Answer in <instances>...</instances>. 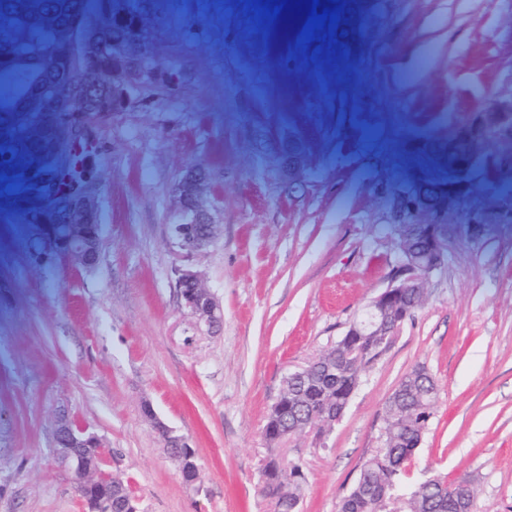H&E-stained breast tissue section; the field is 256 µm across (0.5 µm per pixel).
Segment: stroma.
Returning <instances> with one entry per match:
<instances>
[{"label":"stroma","instance_id":"1","mask_svg":"<svg viewBox=\"0 0 512 512\" xmlns=\"http://www.w3.org/2000/svg\"><path fill=\"white\" fill-rule=\"evenodd\" d=\"M246 0H170L187 73L144 106L89 131L101 241L95 265L45 264L50 223L37 163L60 164L64 115H0V512H84L55 459L68 416L104 439L107 471L141 512H274L258 492L266 414L284 376L333 345L389 284L399 261L394 193L452 194L443 264L412 319L367 372L323 440L282 456L304 465L300 512H338L386 400L425 367L434 415L404 478H469L473 512H512V142H487L467 170L445 155L460 126L512 102V0H355L334 28L302 34ZM206 167L220 232L187 253L171 232L175 186ZM482 212L481 227L465 210ZM213 294L219 327L182 307L180 270ZM189 438L200 478L186 485L141 413Z\"/></svg>","mask_w":512,"mask_h":512}]
</instances>
